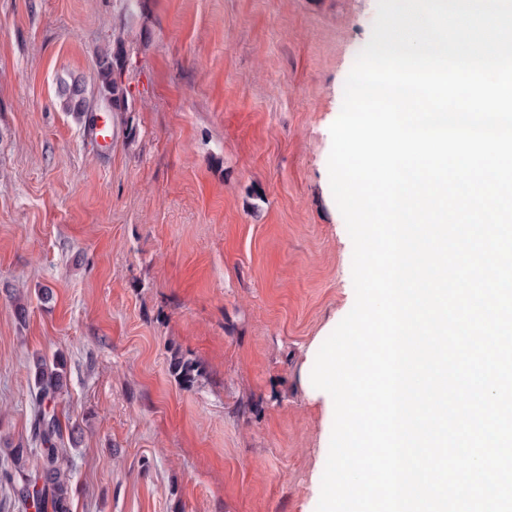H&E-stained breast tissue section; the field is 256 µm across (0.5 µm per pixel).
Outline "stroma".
I'll return each mask as SVG.
<instances>
[{"label":"stroma","mask_w":512,"mask_h":512,"mask_svg":"<svg viewBox=\"0 0 512 512\" xmlns=\"http://www.w3.org/2000/svg\"><path fill=\"white\" fill-rule=\"evenodd\" d=\"M376 13L0 0V466L32 445L33 355H60L72 512H315L332 426L311 345L355 303L330 127ZM118 37L135 109L96 100L102 147L58 85L94 96ZM170 367L172 375L185 385H192L201 375L199 365L177 350L171 354Z\"/></svg>","instance_id":"obj_1"}]
</instances>
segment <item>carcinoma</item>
Here are the masks:
<instances>
[{
    "mask_svg": "<svg viewBox=\"0 0 512 512\" xmlns=\"http://www.w3.org/2000/svg\"><path fill=\"white\" fill-rule=\"evenodd\" d=\"M126 61L124 42L120 38L96 59L99 95L120 112L128 110V92L116 74L124 71ZM58 94L65 111L79 119L86 117L90 105L79 81L60 82ZM170 367L172 375L185 385L193 384L201 375L199 365L177 350L171 354ZM29 372L38 405L32 437L39 445V464L35 471H30L27 449L13 448L10 463L0 469V481L11 487L15 502L22 509L33 507L36 512H71L72 473L65 464L67 449L61 447L63 426L55 410L51 409L57 395L67 385L66 363L60 356L49 360L36 354L32 357Z\"/></svg>",
    "mask_w": 512,
    "mask_h": 512,
    "instance_id": "carcinoma-1",
    "label": "carcinoma"
}]
</instances>
